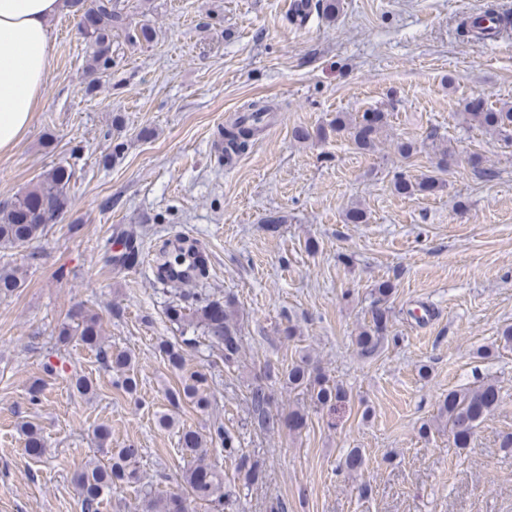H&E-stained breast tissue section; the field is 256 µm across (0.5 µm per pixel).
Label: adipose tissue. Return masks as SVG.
Instances as JSON below:
<instances>
[{
  "mask_svg": "<svg viewBox=\"0 0 512 512\" xmlns=\"http://www.w3.org/2000/svg\"><path fill=\"white\" fill-rule=\"evenodd\" d=\"M64 0H0V152L34 121L51 63V16Z\"/></svg>",
  "mask_w": 512,
  "mask_h": 512,
  "instance_id": "obj_1",
  "label": "adipose tissue"
}]
</instances>
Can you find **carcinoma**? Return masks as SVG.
I'll list each match as a JSON object with an SVG mask.
<instances>
[{
  "label": "carcinoma",
  "instance_id": "cac0c4a2",
  "mask_svg": "<svg viewBox=\"0 0 512 512\" xmlns=\"http://www.w3.org/2000/svg\"><path fill=\"white\" fill-rule=\"evenodd\" d=\"M121 0H72L76 12L88 10L93 15L89 28L83 35L90 42L92 52L88 59L87 72L92 76L86 90L94 89V76L102 74L112 66V31L128 27L127 15L120 5ZM273 106L265 101H253L229 126L224 128V150L239 154L249 141L262 132V125ZM388 113L382 110L364 112L355 117L337 113L334 129L345 133L360 150L374 148L376 140L388 126ZM464 119L475 123L486 131L512 137V106L507 104L491 108L480 97L465 107ZM73 177L72 170L58 166L43 173L37 183L27 191L16 195L0 207V247L23 248L43 237L49 225L62 218L71 206L68 188ZM446 183L435 175H424L411 180L399 173L393 180L394 191L400 195H435L444 190ZM158 282L190 284L205 277L207 267L196 241L188 237L169 240L149 259ZM23 284L22 274L17 269L0 270V294L16 291ZM393 285L385 282L377 288L378 299L369 311L368 321L355 336V345L360 355L368 358L376 355L381 342L390 334L392 311L387 298L393 293ZM170 322L186 326L197 333V337L183 340L179 345L162 341L158 349L168 365L184 369L182 345L201 343L223 353L224 366H235L241 357L243 336L237 319L232 298L224 301L206 300L199 290H181L166 308ZM78 338L87 347L94 349L102 361L116 376L115 384L126 393L135 394L137 380L132 370V358L125 352H111L103 346L102 318L99 314L80 308L61 325L58 341L67 344ZM283 381L289 390L305 388L312 392L314 403L332 406L348 398L345 387L330 380L320 369L312 366L310 357L288 365L282 371ZM271 378V372L256 378L250 391L251 411L247 426L259 432L275 429L283 424L296 433L304 428L307 417L299 409H291L284 418L275 417L270 411L271 398L266 392L264 381ZM207 374L190 371L182 376L180 387L167 392L172 407L188 401L203 410L209 405L204 386ZM500 390L492 382L484 383L466 391L451 390L440 401L438 418L448 430L458 448H466L475 429L499 405ZM20 431L25 436L26 448L40 455L44 448L41 432L32 424L24 422ZM212 441L221 447L224 457L234 461L238 483L224 480V473L204 462L207 454L206 443ZM178 444L183 452L192 458V465L186 469L183 482L185 487L176 492H155L142 483L136 467L140 449L128 445L111 450L108 464L87 462L74 476L79 490L82 512H99L104 494L124 485L140 487V512H193L191 504L203 503L212 512H245L241 488L264 481L266 473L263 463L251 457L242 448L240 437L219 426L214 434L206 438L199 432L182 428ZM366 468V458L359 448L346 452L341 470L349 475H359Z\"/></svg>",
  "mask_w": 512,
  "mask_h": 512
}]
</instances>
